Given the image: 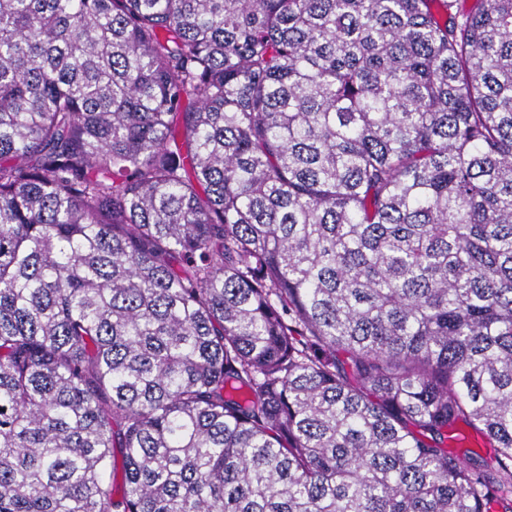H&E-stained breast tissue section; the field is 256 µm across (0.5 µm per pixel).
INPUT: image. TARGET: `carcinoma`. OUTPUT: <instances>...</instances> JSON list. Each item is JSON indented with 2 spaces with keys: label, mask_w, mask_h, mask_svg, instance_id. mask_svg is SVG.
Instances as JSON below:
<instances>
[{
  "label": "carcinoma",
  "mask_w": 512,
  "mask_h": 512,
  "mask_svg": "<svg viewBox=\"0 0 512 512\" xmlns=\"http://www.w3.org/2000/svg\"><path fill=\"white\" fill-rule=\"evenodd\" d=\"M0 512H512V0H0ZM454 433L457 434L461 441H448L451 446L449 449L456 451L459 449L469 448L481 454L490 452L491 448L489 447L487 440L465 423H458ZM457 446H462V448H457Z\"/></svg>",
  "instance_id": "obj_1"
}]
</instances>
